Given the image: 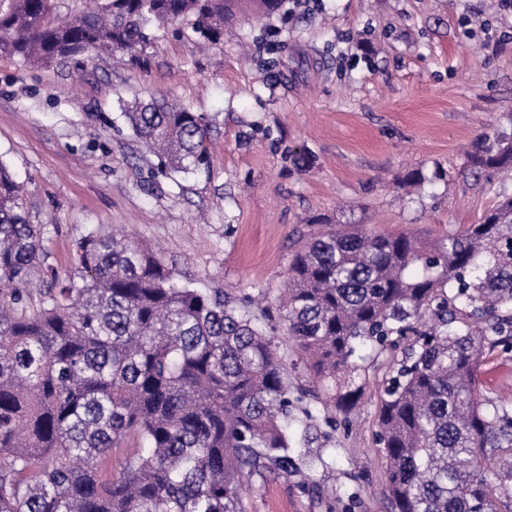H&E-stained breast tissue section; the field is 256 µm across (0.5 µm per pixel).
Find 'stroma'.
I'll return each instance as SVG.
<instances>
[{"instance_id": "stroma-1", "label": "stroma", "mask_w": 512, "mask_h": 512, "mask_svg": "<svg viewBox=\"0 0 512 512\" xmlns=\"http://www.w3.org/2000/svg\"><path fill=\"white\" fill-rule=\"evenodd\" d=\"M199 47L190 19L151 30L137 55L87 53L35 67L0 52V162L28 193L47 251L45 284L67 285L77 241L115 228L162 252L175 279L258 299L293 352L277 298L298 238L328 225L438 238L478 222L512 178L475 181L481 135L512 128V8L499 0H288ZM153 98L204 114L209 161L167 169L122 113ZM428 182L412 187L411 171ZM386 352L366 367L350 417L324 405L305 365L292 378L314 410L311 452L334 509L280 480L251 512H386L376 445ZM512 401V353L481 368Z\"/></svg>"}]
</instances>
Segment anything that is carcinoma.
I'll return each mask as SVG.
<instances>
[{
	"label": "carcinoma",
	"instance_id": "carcinoma-1",
	"mask_svg": "<svg viewBox=\"0 0 512 512\" xmlns=\"http://www.w3.org/2000/svg\"><path fill=\"white\" fill-rule=\"evenodd\" d=\"M286 0H96L52 17L51 0L0 10V51L34 65L145 47L154 24L193 18L216 43L239 13ZM134 134L177 170L204 162V118L135 99ZM476 179L512 172V133L482 136ZM24 184L0 162V512H249L270 480L322 501L328 458L295 363L222 288L180 285L162 257L121 234L76 244L63 288H33L46 258ZM288 336L347 416L365 364L406 342L379 390L376 444L388 512H512V404L478 387L484 357L512 352V195L437 240L353 224L298 246L279 297ZM301 410L303 427L294 425ZM117 477L101 472L129 440Z\"/></svg>",
	"mask_w": 512,
	"mask_h": 512
}]
</instances>
